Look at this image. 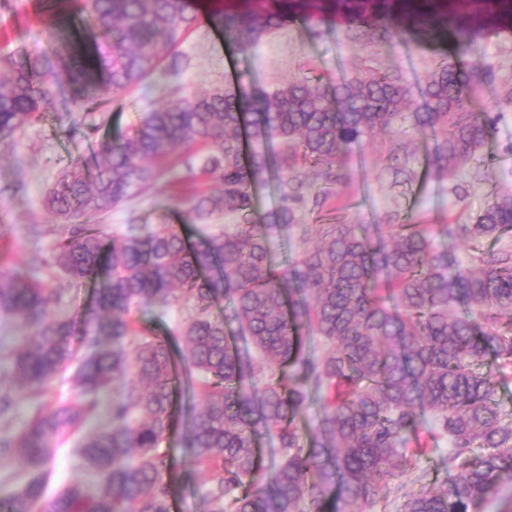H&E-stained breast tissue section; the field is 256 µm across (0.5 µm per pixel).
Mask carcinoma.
Wrapping results in <instances>:
<instances>
[{"label": "carcinoma", "mask_w": 512, "mask_h": 512, "mask_svg": "<svg viewBox=\"0 0 512 512\" xmlns=\"http://www.w3.org/2000/svg\"><path fill=\"white\" fill-rule=\"evenodd\" d=\"M214 20L227 39L258 42L297 11L332 12L350 21L346 37L362 45L390 39L391 19L420 42L450 41L466 53L478 31L512 28V0H267ZM81 9L102 42L89 57L76 54L53 27L38 50L0 53V142L44 117L51 90L72 88L75 112L112 94L141 88L156 73L169 83L184 68L174 53L198 20L190 0H84ZM490 76L442 61L425 86L369 73L315 83L307 77L262 96L229 84L192 97L173 96L147 112L114 146L99 144L103 165L90 176L70 164L46 195L47 210L73 218L58 231L54 253L33 269L59 271L77 287L102 281L95 307L55 313L61 294L36 276L0 268V314L23 335L10 356L11 376L41 390L69 362L83 402L40 412L18 436H0V461L27 465L11 512H34L42 500L53 445L79 426L99 395L120 381L112 422L87 437L79 455L102 476L89 497L67 488L44 512H170L165 475L172 458L162 444L176 421L177 364L196 371L202 406L188 422V448L211 471L204 482L210 512H374L382 489L410 470L427 449L425 433L445 439L448 480L407 496L400 512H485L512 486V412L497 399L512 376V250H485V238L512 231V196L492 198L471 224L476 267L449 271L448 252L434 245L437 228L394 224L392 243L380 226L319 224V245L290 264L271 256L270 233L296 223L293 203L304 181L299 164L332 168L352 145L376 131L436 135L438 169L478 160L493 119L471 108ZM285 152L273 159V144ZM198 146L200 174L220 183L188 202L201 222L217 214L248 219L251 187L274 177L281 203L264 224L185 238L173 224L141 234L133 224L109 238L87 219L161 179L156 162ZM243 336H226L212 316L220 299ZM463 304L471 317L454 314ZM188 305L179 328L183 347L166 336H142L130 313ZM16 389L0 386V418L10 416ZM314 393L326 396L314 430L301 441L297 421ZM275 437L270 478L256 448Z\"/></svg>", "instance_id": "cac0c4a2"}]
</instances>
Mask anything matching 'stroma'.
<instances>
[{
	"label": "stroma",
	"instance_id": "35a3bbf8",
	"mask_svg": "<svg viewBox=\"0 0 512 512\" xmlns=\"http://www.w3.org/2000/svg\"><path fill=\"white\" fill-rule=\"evenodd\" d=\"M198 21L189 29L178 50L187 65L176 81L184 95L210 91L231 82H242L257 94L273 93L289 80L303 76L354 77L369 72H388L418 86L425 82L440 61L490 69L495 77L477 96L479 110L496 114L493 131L477 161L459 163L440 172L434 163V142L416 135L406 140L390 132H379L354 146L335 166L336 181L316 196L305 195L295 208L299 224L274 235L270 249L276 261L289 262L314 245V229L319 224H438L456 227L472 219L496 195H512V106H500L498 91L512 85V30L481 34L472 51L457 56L452 46L418 44L410 34L399 32L385 45L365 47L345 36L341 18L319 21L295 19L272 29L252 46L243 47L224 37L211 20L214 0H193ZM44 20L38 0H10L0 6V51L36 47ZM166 90L151 93L130 90L112 96L107 102L80 113L76 122L66 121L72 110L69 89L53 91L44 103L45 116L15 141L0 142V224L7 230L0 236V256L23 270L36 254L48 256L56 236L51 228L55 219L43 207L48 190L62 170L73 161H93L97 140L119 141L144 113L167 103ZM98 125L96 138H88L91 125ZM189 153L177 151L172 169L159 181L145 185L138 196L99 216L105 233L119 236L128 225L148 231L158 224L185 226L189 235H208L225 225L239 223L229 214L209 223L198 222L189 210L191 186L187 182ZM406 166L410 182L399 184L393 170ZM73 371H66L50 383L45 393L17 391L9 429L19 433L40 411L50 409L75 395ZM186 390L177 397L179 421L165 441L173 458L170 477L171 512H208L202 496L201 475L186 448L185 420L202 404L199 394L188 388L190 375L180 374ZM124 390L115 383L101 395L97 411L79 433L67 436L47 465L43 498L52 500L59 492L79 484L94 492L99 477L88 469L78 454L82 436L105 429L110 422L112 401ZM444 442L420 462L418 475L405 476L387 494L389 512H396L403 497L421 487L445 480L441 468Z\"/></svg>",
	"mask_w": 512,
	"mask_h": 512
}]
</instances>
